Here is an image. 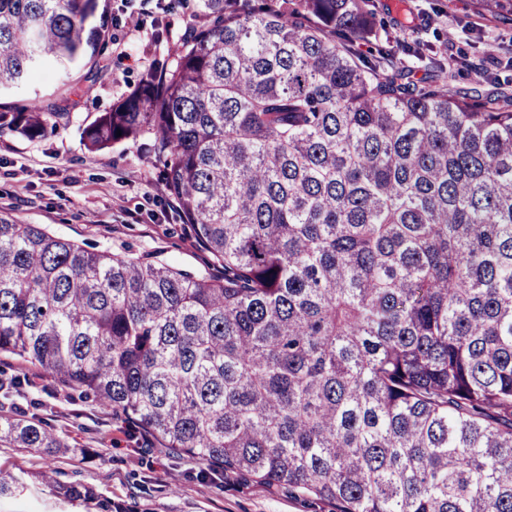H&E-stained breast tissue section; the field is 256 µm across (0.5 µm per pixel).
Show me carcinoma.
Segmentation results:
<instances>
[{"instance_id": "1", "label": "carcinoma", "mask_w": 512, "mask_h": 512, "mask_svg": "<svg viewBox=\"0 0 512 512\" xmlns=\"http://www.w3.org/2000/svg\"><path fill=\"white\" fill-rule=\"evenodd\" d=\"M110 0H0V91L94 68ZM512 18V0H471ZM370 0H192L165 68L83 130L160 167L223 275L0 213V355L167 448L335 512H512V93L364 60ZM56 109L0 112L54 132ZM121 136H116V133ZM0 446L76 454L0 410ZM84 512L112 500L29 473ZM23 482L0 469V500Z\"/></svg>"}]
</instances>
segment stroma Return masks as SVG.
<instances>
[{
  "label": "stroma",
  "instance_id": "35a3bbf8",
  "mask_svg": "<svg viewBox=\"0 0 512 512\" xmlns=\"http://www.w3.org/2000/svg\"><path fill=\"white\" fill-rule=\"evenodd\" d=\"M381 25L375 38L358 42L369 54L401 26L437 32L439 59L469 60L512 53V21L478 15L470 0H373ZM112 31L97 68L62 71L44 66L28 83L0 94V107L58 104L66 113L56 132L30 138L0 135V210L26 224L91 250L141 261L163 262L194 275L214 273L207 252L182 224L159 171L136 145L122 142L92 151L83 128L129 93L149 67L170 62V48L190 23L179 0H111ZM140 15L132 31L129 14ZM8 407L38 414L78 456L45 457L22 448H1L0 466L12 472L54 467L64 482L94 487L127 512H330L286 489L260 485L240 474L204 469L78 392L43 380L23 386ZM0 512H82L33 485L0 504Z\"/></svg>",
  "mask_w": 512,
  "mask_h": 512
}]
</instances>
